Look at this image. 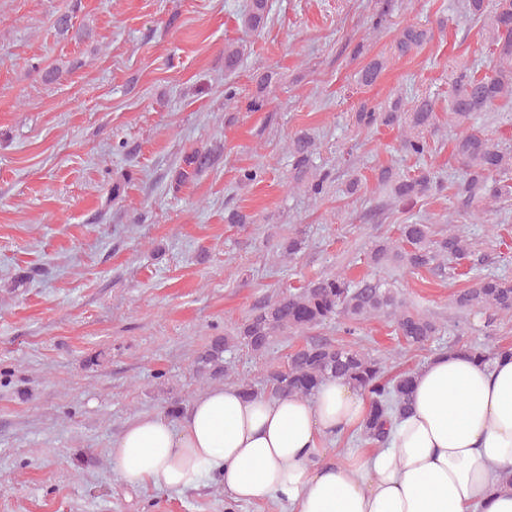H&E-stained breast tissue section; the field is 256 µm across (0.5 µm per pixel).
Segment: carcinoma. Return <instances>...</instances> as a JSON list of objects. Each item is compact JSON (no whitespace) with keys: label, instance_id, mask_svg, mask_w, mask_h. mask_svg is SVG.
<instances>
[{"label":"carcinoma","instance_id":"carcinoma-1","mask_svg":"<svg viewBox=\"0 0 512 512\" xmlns=\"http://www.w3.org/2000/svg\"><path fill=\"white\" fill-rule=\"evenodd\" d=\"M466 13L482 23L488 33L487 50L492 55L487 72L463 70L453 76L448 91V114L459 133L452 138L451 158L461 164V176L452 183L454 196L461 199L470 215L496 238L502 228L494 222L499 204L512 198V149L488 136L473 124L474 115L487 112L505 100L512 102V0H465ZM269 0H252L242 19L245 28L259 31L266 25ZM429 32L415 24L405 26L396 43L399 54L406 55L428 39ZM245 48L229 43L224 46V73H236L243 62ZM382 70L374 61L358 73V82L373 85ZM433 101L424 96L413 99L412 109L402 110L397 98L386 108L361 105L355 112L356 128L369 132L378 126H408L414 133L401 134L405 153L420 159L430 152L425 133L436 126ZM224 153L221 143L206 144L184 156L175 171L172 187L180 189L212 168ZM291 181L308 184L311 195L322 197L333 182L329 170L314 165L316 143L301 130L288 140ZM378 184L390 189L401 203L414 200L444 185L433 173L420 169L413 174L394 175L383 168ZM471 240L448 225L437 232L431 224H399L397 238L383 237L364 254L363 263L377 269L393 261L412 273L423 271L444 274L453 271V261H474ZM461 310H478L488 323L500 316H512V280L499 276H476L471 287L455 295ZM393 320L396 335L407 346L424 347L438 339L442 326L434 319L413 311L401 292L381 277L354 281L344 271L305 281L296 291L266 300L253 309L243 323L222 336L213 337L194 360V371L213 379L225 371L226 354L239 349L264 355L282 336L301 334L332 319L344 321V334H358L357 324L375 317ZM330 378L343 379L361 390L370 400V410L361 432L362 441L384 445L390 419L410 408L415 374L394 379L384 376L383 362L354 344L312 341L289 354L287 365L270 371L265 377L267 394L277 397H308Z\"/></svg>","mask_w":512,"mask_h":512}]
</instances>
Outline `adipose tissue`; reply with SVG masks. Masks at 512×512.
I'll use <instances>...</instances> for the list:
<instances>
[{
	"label": "adipose tissue",
	"mask_w": 512,
	"mask_h": 512,
	"mask_svg": "<svg viewBox=\"0 0 512 512\" xmlns=\"http://www.w3.org/2000/svg\"><path fill=\"white\" fill-rule=\"evenodd\" d=\"M368 412L340 379L307 398L218 385L178 420L136 417L108 461L131 485L180 490L215 474L229 499L290 512H512V355L484 365L460 350L436 355L388 447L325 462L326 440L359 431Z\"/></svg>",
	"instance_id": "ef3b65f1"
}]
</instances>
